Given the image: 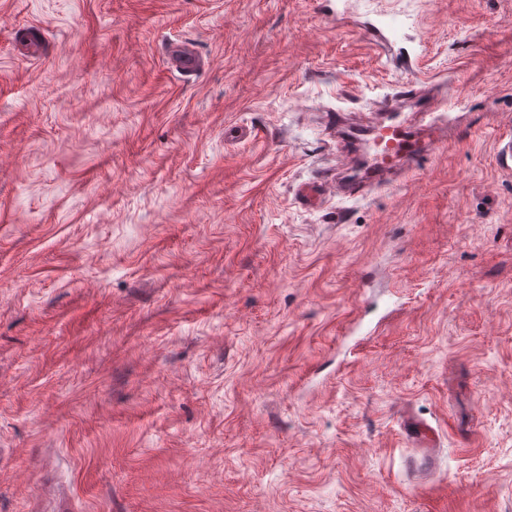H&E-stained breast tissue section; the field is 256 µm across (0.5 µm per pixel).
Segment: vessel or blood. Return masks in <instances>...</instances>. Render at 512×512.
<instances>
[{
  "instance_id": "1",
  "label": "vessel or blood",
  "mask_w": 512,
  "mask_h": 512,
  "mask_svg": "<svg viewBox=\"0 0 512 512\" xmlns=\"http://www.w3.org/2000/svg\"><path fill=\"white\" fill-rule=\"evenodd\" d=\"M172 70L196 75L200 60L191 49L175 46L169 55ZM416 100L420 109L403 114L399 104ZM446 100L435 86L407 87L380 103L378 110L389 122L386 146H378L371 124L344 112L333 115L336 132L334 165L321 169L313 181L297 189L300 200H358L416 172L423 158L446 143L457 126V118L445 111Z\"/></svg>"
}]
</instances>
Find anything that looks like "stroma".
<instances>
[{
    "label": "stroma",
    "mask_w": 512,
    "mask_h": 512,
    "mask_svg": "<svg viewBox=\"0 0 512 512\" xmlns=\"http://www.w3.org/2000/svg\"><path fill=\"white\" fill-rule=\"evenodd\" d=\"M321 5L0 0V512H512V0ZM419 81L457 136L299 205ZM169 65L172 70L186 76H195L201 69L200 59L191 49L181 45L173 47L169 55Z\"/></svg>",
    "instance_id": "obj_1"
}]
</instances>
